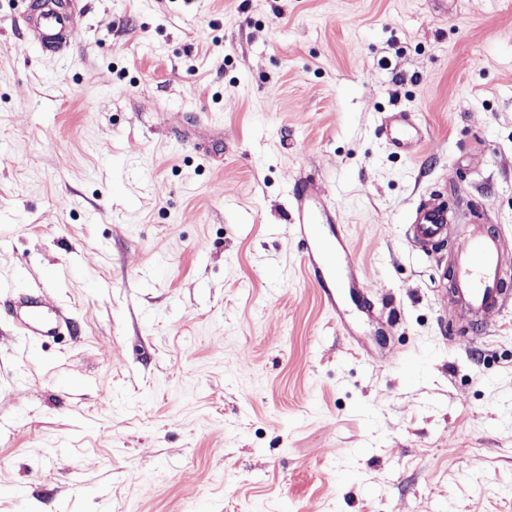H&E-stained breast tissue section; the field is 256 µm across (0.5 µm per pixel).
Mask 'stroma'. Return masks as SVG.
Segmentation results:
<instances>
[{
	"instance_id": "35a3bbf8",
	"label": "stroma",
	"mask_w": 512,
	"mask_h": 512,
	"mask_svg": "<svg viewBox=\"0 0 512 512\" xmlns=\"http://www.w3.org/2000/svg\"><path fill=\"white\" fill-rule=\"evenodd\" d=\"M83 2L55 57L0 0V293L73 328L0 312V512H512V298L464 328L445 278L474 209L512 261V0ZM307 175L366 283L346 329ZM387 142L399 149L413 151L422 141L421 128L411 112H398L382 124ZM292 222L302 246L301 264L324 297L328 308L346 329L340 301L339 288L359 289L366 284L358 272L356 259L346 238L334 225L342 224L336 208L324 200L312 182L299 178L291 192ZM346 283L343 286V276ZM448 210L439 205L424 203L418 207L410 229V240L414 245L445 241L448 237ZM2 306L19 327L21 336L29 340L59 336L64 328L69 332L70 318L60 308L47 307L41 293L18 294L6 301L0 298V309Z\"/></svg>"
}]
</instances>
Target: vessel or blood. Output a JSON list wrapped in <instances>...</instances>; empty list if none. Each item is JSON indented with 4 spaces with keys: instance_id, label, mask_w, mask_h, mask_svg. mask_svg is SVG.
I'll return each instance as SVG.
<instances>
[{
    "instance_id": "vessel-or-blood-1",
    "label": "vessel or blood",
    "mask_w": 512,
    "mask_h": 512,
    "mask_svg": "<svg viewBox=\"0 0 512 512\" xmlns=\"http://www.w3.org/2000/svg\"><path fill=\"white\" fill-rule=\"evenodd\" d=\"M81 11L75 0H31L22 24L41 50L51 55L67 52L79 31ZM387 142L413 150L421 141V128L410 112H398L382 125ZM292 222L302 246L301 264L319 288L328 308L339 312L338 290L359 289L364 281L345 237L335 232L340 217L312 182L295 180L291 192ZM448 237V211L425 203L418 207L410 240L424 247ZM506 258L496 233L478 225L455 248L451 295L469 321L477 322L499 312L512 284L505 278ZM30 340L61 335L70 319L58 308L45 305L41 293H23L0 304Z\"/></svg>"
}]
</instances>
